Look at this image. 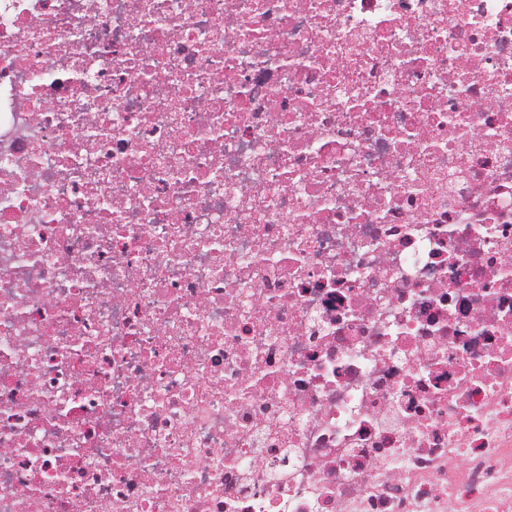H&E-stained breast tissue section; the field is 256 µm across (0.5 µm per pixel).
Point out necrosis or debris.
<instances>
[{
  "label": "necrosis or debris",
  "mask_w": 512,
  "mask_h": 512,
  "mask_svg": "<svg viewBox=\"0 0 512 512\" xmlns=\"http://www.w3.org/2000/svg\"><path fill=\"white\" fill-rule=\"evenodd\" d=\"M0 512H512V0H0Z\"/></svg>",
  "instance_id": "obj_1"
}]
</instances>
